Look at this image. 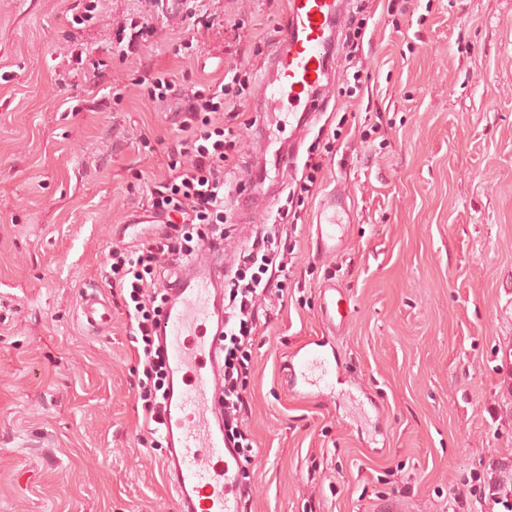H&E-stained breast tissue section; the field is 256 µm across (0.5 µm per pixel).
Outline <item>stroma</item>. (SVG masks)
I'll list each match as a JSON object with an SVG mask.
<instances>
[{
  "label": "stroma",
  "mask_w": 512,
  "mask_h": 512,
  "mask_svg": "<svg viewBox=\"0 0 512 512\" xmlns=\"http://www.w3.org/2000/svg\"><path fill=\"white\" fill-rule=\"evenodd\" d=\"M344 0L365 34L334 59L323 114L273 207L287 210L284 300L258 328L250 402V512H455L463 485L512 487V0ZM173 23L147 0H0V512H173L138 394L113 246L137 224L182 133L156 73L206 83L261 76L284 0H191ZM154 35L122 54L118 32ZM224 164L240 188L258 160L251 96L236 101ZM381 115L379 127L370 119ZM322 162L294 201L309 152ZM348 196L341 249L315 248L326 190ZM224 209L233 261L266 213ZM353 314L331 340L335 396L302 399L280 375L324 332L320 290ZM112 309L86 328L83 293ZM129 30V33L126 30ZM153 26L150 25L149 20L145 17H139L137 19H131L129 24L124 26L122 29L123 36L122 40L127 37V49L128 52L133 54L140 41L146 40L147 36H151L153 32ZM126 52V54H128Z\"/></svg>",
  "instance_id": "obj_1"
}]
</instances>
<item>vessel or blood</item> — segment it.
<instances>
[{"instance_id":"b4317fda","label":"vessel or blood","mask_w":512,"mask_h":512,"mask_svg":"<svg viewBox=\"0 0 512 512\" xmlns=\"http://www.w3.org/2000/svg\"><path fill=\"white\" fill-rule=\"evenodd\" d=\"M286 21L275 37V49L262 65L256 89L257 112L288 102L295 131H302L322 111L332 83L331 61L335 27L341 20L339 0H285ZM272 166L249 168L239 209L268 205L272 175L286 176L290 154L275 150ZM348 198L329 191L321 204L323 222L316 226V245L333 252L342 242L337 234ZM166 304L156 332L168 381L163 413L167 452L162 471L174 491V512H247L240 482L242 461L224 445L222 376L218 361L224 331V260L207 252L179 267L163 284ZM85 326L95 328L111 319V311L95 295L83 296ZM352 312L351 299L339 285L320 290V313L329 333L342 331ZM336 356L325 339L306 343L292 363L300 379L299 393L331 395L329 380Z\"/></svg>"}]
</instances>
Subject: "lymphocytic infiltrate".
I'll use <instances>...</instances> for the list:
<instances>
[{"instance_id":"1","label":"lymphocytic infiltrate","mask_w":512,"mask_h":512,"mask_svg":"<svg viewBox=\"0 0 512 512\" xmlns=\"http://www.w3.org/2000/svg\"><path fill=\"white\" fill-rule=\"evenodd\" d=\"M157 99L178 95L180 127L184 138L171 152L169 176L155 185L151 206L162 215H178V222L165 225L155 239L132 249L113 247L107 264L115 281L126 288L131 301L126 310L128 334L136 345L142 369L139 397L143 402L146 428L152 438L161 435L167 371L156 351L155 324L163 311L157 272L179 266L198 256L204 246L224 245V199L231 191L224 177V163L233 149L219 114L224 102L242 96L247 82L239 75L196 88L178 86L175 77L160 74L151 80ZM283 216L268 214L261 230L252 232L236 259V268L224 274V445L248 451L253 441L247 424L249 402L241 377L248 366L241 351L251 344L259 313L282 301L281 282L287 269V248L281 247ZM261 263L268 275L244 278L241 266Z\"/></svg>"}]
</instances>
